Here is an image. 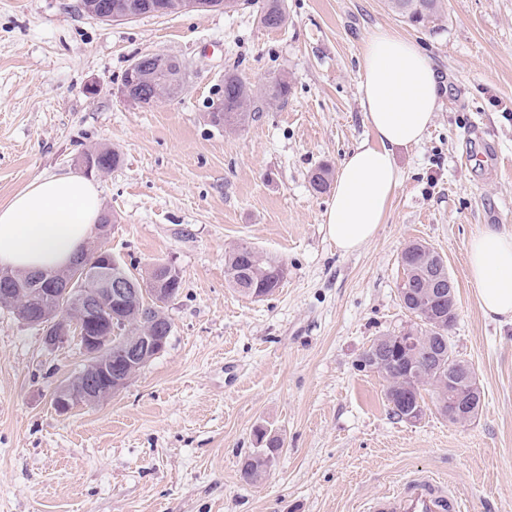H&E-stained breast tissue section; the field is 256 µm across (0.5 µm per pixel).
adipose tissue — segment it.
I'll return each mask as SVG.
<instances>
[{
  "label": "adipose tissue",
  "instance_id": "1",
  "mask_svg": "<svg viewBox=\"0 0 512 512\" xmlns=\"http://www.w3.org/2000/svg\"><path fill=\"white\" fill-rule=\"evenodd\" d=\"M360 91L372 137L341 162L324 221L346 254L383 224L401 178L394 151L423 140L440 97L420 46L380 27L363 42ZM102 211L97 186L81 175L35 178L0 206V266L23 273L64 268L95 236ZM467 268L482 312L512 323V233L486 228L474 235Z\"/></svg>",
  "mask_w": 512,
  "mask_h": 512
}]
</instances>
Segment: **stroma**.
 <instances>
[{"mask_svg":"<svg viewBox=\"0 0 512 512\" xmlns=\"http://www.w3.org/2000/svg\"><path fill=\"white\" fill-rule=\"evenodd\" d=\"M285 5L270 30L250 0L124 21L91 18L80 0H0V205L114 148L119 166L93 177L114 220L105 248L183 277L164 351L67 415L52 392L81 354L46 351L41 331L0 310V512H360L417 471L465 494L471 512H512V323L481 312L467 276L472 236L512 232V0H446L424 27L387 0ZM376 27L421 46L441 94L422 142L395 153L401 184L384 224L344 254L324 229L331 194L309 179L371 137L360 50ZM148 52L187 77L177 97L141 107L118 88ZM232 70L258 89L285 77L287 101H260L244 129L212 127L207 103ZM243 240L286 262L273 294L227 282L224 252ZM414 241L457 287L449 339L483 392L463 424L433 408L393 420L385 382L357 367L373 339L415 321L398 298ZM259 426L284 447L252 484L241 463Z\"/></svg>","mask_w":512,"mask_h":512,"instance_id":"35a3bbf8","label":"stroma"}]
</instances>
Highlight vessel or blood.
Here are the masks:
<instances>
[{
    "mask_svg": "<svg viewBox=\"0 0 512 512\" xmlns=\"http://www.w3.org/2000/svg\"><path fill=\"white\" fill-rule=\"evenodd\" d=\"M363 512H467L462 494L431 474L413 473L367 500Z\"/></svg>",
    "mask_w": 512,
    "mask_h": 512,
    "instance_id": "b4317fda",
    "label": "vessel or blood"
}]
</instances>
